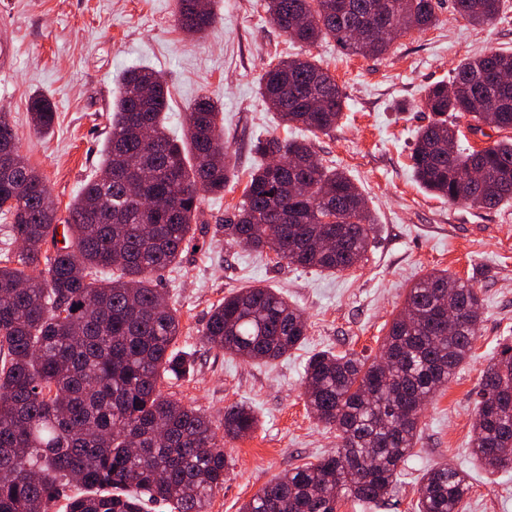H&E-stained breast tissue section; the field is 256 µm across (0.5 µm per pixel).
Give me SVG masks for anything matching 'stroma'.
I'll list each match as a JSON object with an SVG mask.
<instances>
[{
    "label": "stroma",
    "mask_w": 512,
    "mask_h": 512,
    "mask_svg": "<svg viewBox=\"0 0 512 512\" xmlns=\"http://www.w3.org/2000/svg\"><path fill=\"white\" fill-rule=\"evenodd\" d=\"M215 9L213 28L193 38L178 25L177 0H0V42L14 49L12 69L0 72V111L41 173L59 219L99 166L127 69L149 66L166 83L171 136L182 137L185 115L199 98L222 108L235 177L223 194L202 195L194 248L154 277L178 310L177 347L190 363L186 375L162 382L163 395L204 410L217 424L235 403L251 406L258 419L251 436L225 443L229 468L208 512H238L277 476L335 451V429L319 423L305 403L307 359L328 349L378 356L408 289L433 270L477 288L478 340L447 386L424 404L420 437L394 496L378 504L348 501L339 512H415L423 474L445 462L471 477L467 512H512V470L490 472L471 454L481 373L512 344V205L449 204L424 191L409 167L413 140L428 122L425 89L450 79L465 57L489 48L512 52V0L485 27L468 24L452 0H438L435 25L398 38L378 58L346 54L331 40L312 48L347 96L341 125L315 137L282 126L259 93L263 69L299 54V44L270 23L264 0H216ZM36 94L55 112L52 130L42 135L28 112ZM270 135L310 139L324 165L345 171L362 190L376 240L355 268L329 274L225 243L224 213L239 203L261 162L252 143ZM250 286L282 293L308 323L301 346L266 364L242 362L199 341L211 308Z\"/></svg>",
    "instance_id": "stroma-1"
}]
</instances>
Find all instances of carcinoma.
Wrapping results in <instances>:
<instances>
[{
	"mask_svg": "<svg viewBox=\"0 0 512 512\" xmlns=\"http://www.w3.org/2000/svg\"><path fill=\"white\" fill-rule=\"evenodd\" d=\"M453 2L475 25L493 23L505 5ZM266 9L301 45L332 39L365 58L436 20V0H266ZM178 13L190 35L216 20L214 0H178ZM367 27L378 31L369 44L358 39ZM509 72L512 52L491 49L426 89L422 106L431 119L410 153L425 191L477 208L512 202V137L448 152L459 137L450 112L470 115L474 135L488 136L486 126L512 130V81L501 80ZM259 91L283 125L328 135L344 118L346 94L311 56L267 68ZM168 110L152 68L124 72L101 162L68 207L64 246L52 252L45 245L56 242L58 224L50 192L0 113V144L12 143L13 153L11 169L0 171V220L20 246L0 250V512H51L74 482L112 493L70 497L67 512H141L145 497L170 512H206L224 488V441L257 428L243 404L224 408L219 427L160 389L164 379L186 374L187 360L175 349L178 310L153 276L180 261L194 238L200 192L223 193L233 168L213 100L193 104L180 142L167 133ZM29 112L37 131L51 129L49 99L31 97ZM254 149L265 163L225 214V242L329 273L357 266L375 241L362 190L323 166L304 140L271 135ZM444 301L457 313L451 329L440 314ZM481 321L476 288L432 271L408 289L378 357L312 354L306 405L336 429V452L286 471L239 512H338L344 500L384 499L418 440L422 405L470 357ZM307 330L303 312L279 293L248 287L212 309L201 341L246 362H268L301 346ZM474 412L472 456L492 472L512 468V346L483 370ZM470 489L467 473L432 467L417 512H466Z\"/></svg>",
	"mask_w": 512,
	"mask_h": 512,
	"instance_id": "carcinoma-1",
	"label": "carcinoma"
}]
</instances>
